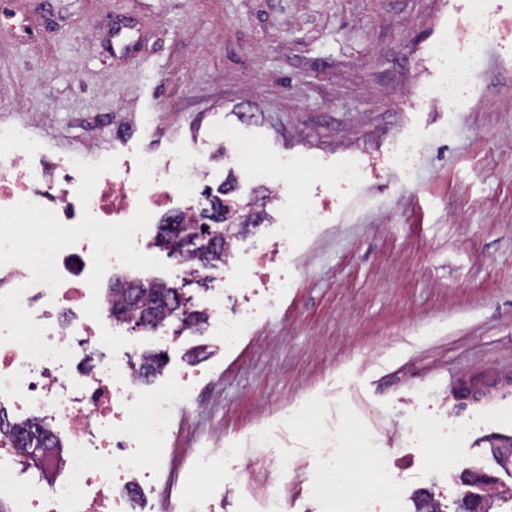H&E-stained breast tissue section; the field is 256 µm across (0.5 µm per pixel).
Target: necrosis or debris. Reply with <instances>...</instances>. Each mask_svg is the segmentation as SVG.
I'll return each instance as SVG.
<instances>
[{
  "label": "necrosis or debris",
  "mask_w": 512,
  "mask_h": 512,
  "mask_svg": "<svg viewBox=\"0 0 512 512\" xmlns=\"http://www.w3.org/2000/svg\"><path fill=\"white\" fill-rule=\"evenodd\" d=\"M499 32L488 0H474L447 40L434 45L432 57L443 66L416 92L417 101L432 108L459 104L484 45ZM208 174L188 155L143 153L102 160L87 173L80 155H55L22 128L0 126V401L61 441L36 482L18 469L15 448L0 447V498L10 500L12 512H128L131 493L146 489L150 472L127 415L149 406L153 441L162 443L168 409L188 385L173 375L142 389L132 344L94 356L112 334L105 284L154 234L158 210L190 223V201ZM321 216L311 207L296 220L292 204L282 202L274 240L252 256L254 278L273 292L286 290L288 279L278 270L291 260L288 246L315 234ZM25 218L49 225V233L19 237L17 223ZM107 224L120 227L121 239L104 232ZM224 299L223 292L212 294L207 307L230 347L249 335L259 305L228 310Z\"/></svg>",
  "instance_id": "necrosis-or-debris-1"
}]
</instances>
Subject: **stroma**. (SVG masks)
<instances>
[{
    "instance_id": "obj_1",
    "label": "stroma",
    "mask_w": 512,
    "mask_h": 512,
    "mask_svg": "<svg viewBox=\"0 0 512 512\" xmlns=\"http://www.w3.org/2000/svg\"><path fill=\"white\" fill-rule=\"evenodd\" d=\"M489 2L506 36L463 106L428 110L414 91L470 0H0V124H27L51 152L93 166L191 150L206 165L219 123L253 167L326 165L285 177L331 206L251 335L229 349L208 331L141 343L190 385L167 443L143 456L152 505L355 512L313 492L334 463L378 512H414L423 494L456 512L473 473L512 488L498 460L512 446V0ZM407 138L414 167L390 169ZM354 163L366 177L337 190L329 170ZM253 167L225 158L194 207L229 175L233 199L252 197ZM131 260L145 280L181 268L155 243ZM452 424L465 433L447 437ZM450 448L466 451L457 464Z\"/></svg>"
}]
</instances>
